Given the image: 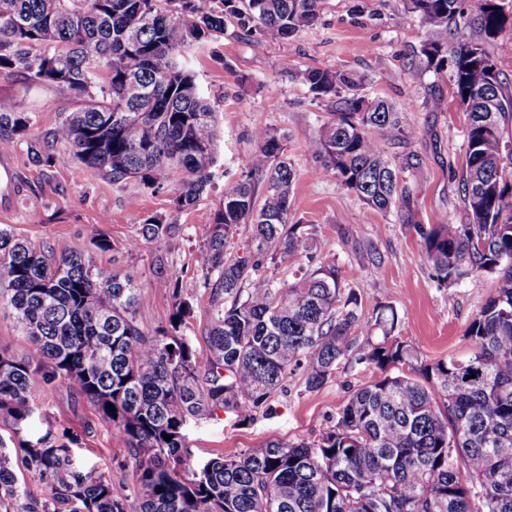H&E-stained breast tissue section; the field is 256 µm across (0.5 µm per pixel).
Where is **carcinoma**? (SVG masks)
Instances as JSON below:
<instances>
[{
	"mask_svg": "<svg viewBox=\"0 0 512 512\" xmlns=\"http://www.w3.org/2000/svg\"><path fill=\"white\" fill-rule=\"evenodd\" d=\"M404 2L428 33L418 63L452 67L467 114L466 221L434 225L422 249L441 284L496 276L466 330V357L424 363L400 336L393 306L380 302L364 317L333 263L281 288L262 273L266 260L307 249L308 238L289 223L296 170L284 137L259 128L246 171L210 213L200 251L214 302L202 353L186 335L193 306L181 274L161 256L155 273L171 289L172 312L148 336L135 321L146 294L130 272L99 267L83 252L49 258L0 229V307L12 310L30 343L21 358L0 352V419L9 421L16 448L13 457L0 438V512H512V143L503 137L512 96L483 47L512 12L501 0H481L468 20L463 0ZM220 3L0 0V74L52 84L84 102L34 137L37 113L0 99V151L24 145L39 166L64 146L114 185L134 179L156 191L172 178L176 210L195 206L216 163V129L180 56L230 27L259 52L315 26L323 11V0ZM462 24L475 26L478 38L448 46V30ZM300 78L331 103V119L309 147L314 161L376 211L410 205L400 173H419L420 160L409 153L395 168L381 144L408 141L411 108L368 97L365 77L353 71L324 65ZM133 222L130 251H160L182 229L154 217ZM243 224L252 226L256 252L232 259L227 247ZM354 364L372 369L370 381L348 392L317 437L193 460L189 420L221 409L248 422L295 370L314 391ZM36 375L94 404L134 464L133 496H114L110 478L77 463L80 434H29ZM16 459L48 484L46 497L19 481Z\"/></svg>",
	"mask_w": 512,
	"mask_h": 512,
	"instance_id": "carcinoma-1",
	"label": "carcinoma"
}]
</instances>
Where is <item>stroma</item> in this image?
Listing matches in <instances>:
<instances>
[{
  "label": "stroma",
  "instance_id": "stroma-1",
  "mask_svg": "<svg viewBox=\"0 0 512 512\" xmlns=\"http://www.w3.org/2000/svg\"><path fill=\"white\" fill-rule=\"evenodd\" d=\"M425 33L408 14L403 0H325L317 25L283 43L255 52L246 36L228 32L205 46L195 45L182 59L192 70L203 95L215 109L216 156L209 186L195 207L176 211L171 190L151 192L137 181L123 187L94 175L65 148H58L48 166L32 165L25 149L14 153L19 188L12 210L0 211V227L53 254L92 252L86 236L98 226L110 239V251L92 252L101 267L116 265L130 271L148 297L135 319L146 334L167 326L172 311L170 289L155 274L156 255L182 273L180 287L194 306L188 334L204 350L212 319L210 292L203 286L205 270L200 249L208 234L209 214L218 207L224 189L239 178L253 148L252 133L262 127L285 136L286 152L296 168L291 223L311 234L309 255L267 263L275 287L296 278L308 262L339 267L347 288L361 298L365 313L378 303H391L402 322L399 331L421 360L436 362L468 351L465 331L493 293L494 277L477 274L466 281L439 284L421 249L423 230L465 219L459 179L465 165L466 115L459 106L450 70L429 71L416 54ZM354 71L366 78L365 91L412 108L413 133L408 145L385 144V155L399 162L405 152L418 155L422 173L412 183L410 208L381 213L341 187L332 174L317 173L308 153L310 143L329 118L326 100L315 98L297 71L321 65ZM0 99L19 110L39 114L38 132H45L83 101L65 96L51 84L35 85L22 77L0 75ZM155 216L181 224L182 231L162 252L143 247L127 250L136 237L134 216ZM364 366L341 370L321 389L305 388L302 371L288 378V387L269 412L247 424L221 411L208 419L190 421L188 440L194 457H231L273 439H311L329 426L348 390L368 382ZM38 407L35 431L68 428L82 440L76 454L86 468L112 479V492L129 494L134 467L126 462L110 429L93 404L63 384L32 382Z\"/></svg>",
  "mask_w": 512,
  "mask_h": 512
}]
</instances>
